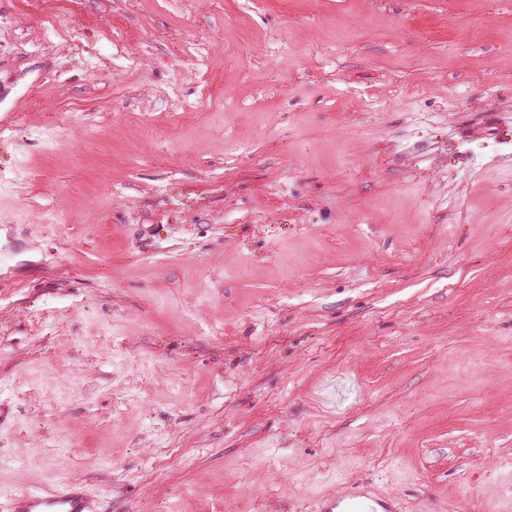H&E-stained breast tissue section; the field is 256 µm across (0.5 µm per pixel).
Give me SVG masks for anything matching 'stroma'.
<instances>
[{"instance_id": "stroma-1", "label": "stroma", "mask_w": 512, "mask_h": 512, "mask_svg": "<svg viewBox=\"0 0 512 512\" xmlns=\"http://www.w3.org/2000/svg\"><path fill=\"white\" fill-rule=\"evenodd\" d=\"M0 512H512V0H0ZM7 512H100V506L84 486L70 481L40 492L15 493ZM318 512H401L400 502L393 496L375 493L363 483H358L347 494L322 498Z\"/></svg>"}]
</instances>
